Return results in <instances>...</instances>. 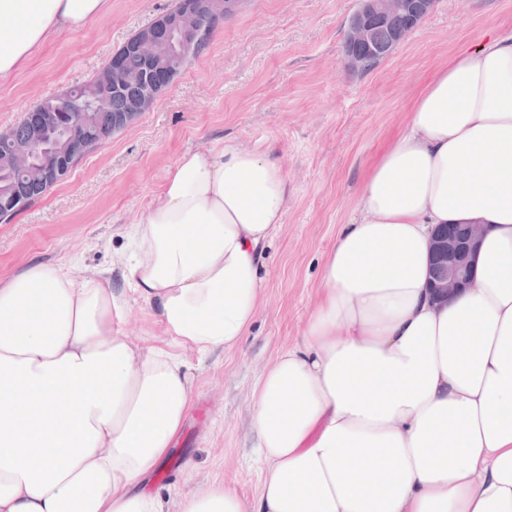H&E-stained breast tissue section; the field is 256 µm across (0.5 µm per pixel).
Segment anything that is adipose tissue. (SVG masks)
I'll list each match as a JSON object with an SVG mask.
<instances>
[{
	"label": "adipose tissue",
	"instance_id": "1",
	"mask_svg": "<svg viewBox=\"0 0 512 512\" xmlns=\"http://www.w3.org/2000/svg\"><path fill=\"white\" fill-rule=\"evenodd\" d=\"M110 0H0V78ZM278 160L185 151L123 233L119 270L40 261L0 281V512H512V36L451 58L365 179L300 343L252 395L260 486L146 483L191 408L194 361L235 348L288 212ZM481 221L470 286L429 288L435 227ZM165 344L118 326L128 296Z\"/></svg>",
	"mask_w": 512,
	"mask_h": 512
}]
</instances>
